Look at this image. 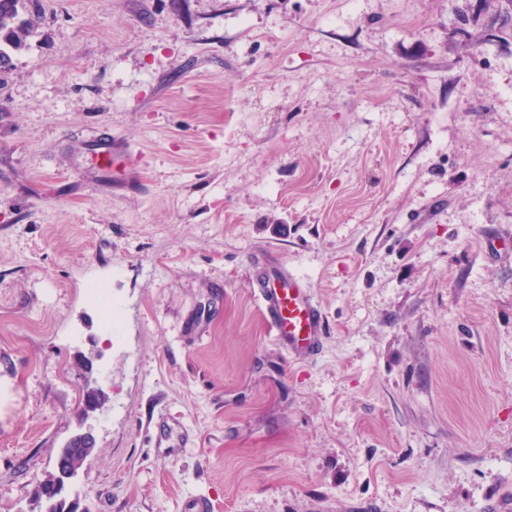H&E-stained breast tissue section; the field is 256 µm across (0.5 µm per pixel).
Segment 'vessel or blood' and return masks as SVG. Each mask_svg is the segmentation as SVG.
<instances>
[{
	"mask_svg": "<svg viewBox=\"0 0 512 512\" xmlns=\"http://www.w3.org/2000/svg\"><path fill=\"white\" fill-rule=\"evenodd\" d=\"M258 300L268 329L290 357L309 359L320 348L325 319L302 278L287 270H267Z\"/></svg>",
	"mask_w": 512,
	"mask_h": 512,
	"instance_id": "obj_1",
	"label": "vessel or blood"
}]
</instances>
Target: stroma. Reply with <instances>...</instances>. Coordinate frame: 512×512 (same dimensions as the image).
Returning a JSON list of instances; mask_svg holds the SVG:
<instances>
[{"mask_svg":"<svg viewBox=\"0 0 512 512\" xmlns=\"http://www.w3.org/2000/svg\"><path fill=\"white\" fill-rule=\"evenodd\" d=\"M30 42L0 512L86 431L82 512H512V0H41ZM258 255L319 301L313 359ZM258 300L268 329L296 359H310L320 348L325 319L302 278L285 268L262 274Z\"/></svg>","mask_w":512,"mask_h":512,"instance_id":"obj_1","label":"stroma"}]
</instances>
